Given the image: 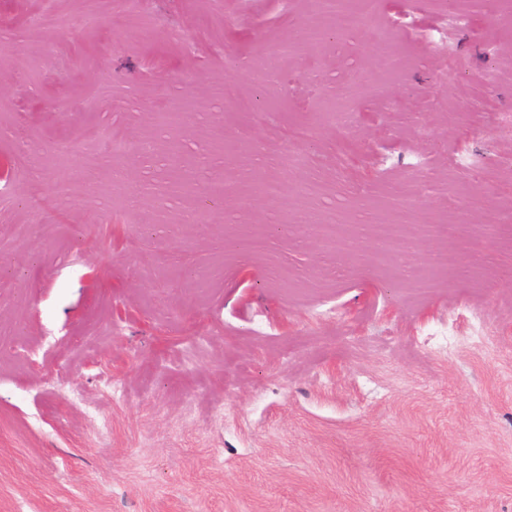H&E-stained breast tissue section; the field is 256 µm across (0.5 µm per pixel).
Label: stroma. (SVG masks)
<instances>
[{
  "label": "stroma",
  "instance_id": "obj_1",
  "mask_svg": "<svg viewBox=\"0 0 512 512\" xmlns=\"http://www.w3.org/2000/svg\"><path fill=\"white\" fill-rule=\"evenodd\" d=\"M377 2L0 0V512H512V0ZM361 2L363 7L360 10L349 11L341 0L317 1V13L321 24L310 26L306 30L307 35L317 41L329 29L337 27L344 31H350L366 26L372 20L376 2L374 0H362Z\"/></svg>",
  "mask_w": 512,
  "mask_h": 512
}]
</instances>
